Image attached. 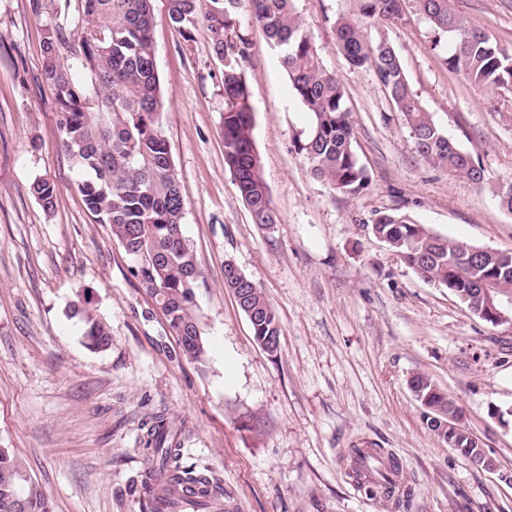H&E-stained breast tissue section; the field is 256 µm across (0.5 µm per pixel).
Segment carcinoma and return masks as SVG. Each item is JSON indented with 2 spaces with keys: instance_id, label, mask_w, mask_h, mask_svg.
I'll list each match as a JSON object with an SVG mask.
<instances>
[{
  "instance_id": "carcinoma-1",
  "label": "carcinoma",
  "mask_w": 512,
  "mask_h": 512,
  "mask_svg": "<svg viewBox=\"0 0 512 512\" xmlns=\"http://www.w3.org/2000/svg\"><path fill=\"white\" fill-rule=\"evenodd\" d=\"M427 22L430 48L441 54L448 70L462 74L475 89L512 91V51L494 42L483 27L461 15L453 0H356L357 17L334 21L336 50L349 65L368 68L388 90L419 156L427 163L483 183L480 164L452 142L426 112L406 77L395 50L367 39L364 25L400 19L406 2ZM152 0H84L80 36L49 25L43 41L45 79L55 91L61 148L78 179L76 188L98 224L134 260L132 276L151 297L177 336L182 355L200 361L206 355L204 332L196 315V289L202 280L193 246L183 232L185 201L162 130L164 102L160 92L151 33ZM296 0H168L171 21L187 30L203 21L213 53L224 61V165L233 175L241 199L256 224H275L253 129L254 115L243 63L250 39L239 14L246 12L278 52L295 94L307 113V125L293 148L311 176L348 196L370 181L354 148L350 108L343 87L327 70L311 32L297 15ZM84 70L81 80L76 72ZM30 193L45 211L53 209L57 185L44 177ZM381 238L424 280L444 285L466 307L482 303L480 288L512 291V251L483 254L472 261L474 246L443 237L397 211L382 213L371 225ZM245 301L256 309L250 320L254 339L281 336L276 312L262 288L241 278ZM83 323L86 345L98 352L112 347L108 323L84 298L70 308ZM417 400L437 412L459 414V408L434 382L418 373L410 380ZM444 442L473 459L479 441L465 429L445 435ZM143 486L151 487L174 470L193 484L192 498L167 506L203 512L224 495L214 480L180 463L166 415L155 414L141 439ZM349 477L358 485L394 501L409 512L415 491L402 482L398 460L383 448L350 449ZM0 512H53L50 499L8 448H0Z\"/></svg>"
}]
</instances>
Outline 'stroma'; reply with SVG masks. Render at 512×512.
Instances as JSON below:
<instances>
[{
	"label": "stroma",
	"mask_w": 512,
	"mask_h": 512,
	"mask_svg": "<svg viewBox=\"0 0 512 512\" xmlns=\"http://www.w3.org/2000/svg\"><path fill=\"white\" fill-rule=\"evenodd\" d=\"M41 3L0 0V448L24 462L54 512H139L142 425L159 411L178 432L182 466L221 482L224 512H390L348 475L349 450L363 442L399 460L416 490L410 512H512V486L443 443L409 388L414 374L429 375L462 426L512 468V324L482 321L369 231L378 213L396 210L436 234L512 251V214L495 199L512 178V94L474 91L449 71L414 9L369 24L484 181L448 174L418 156L375 73L337 53L333 21L355 15L354 0H298L346 92L370 174L347 197L313 179L294 151L305 110L263 31L241 15L254 140L278 216L265 231L224 165V67L209 33L201 22L180 31L168 0H152L163 134L204 272L206 356L190 362L109 225L93 222L60 148L42 41L55 22L79 29L83 0ZM454 5L512 49V0ZM38 175L59 188L52 212L29 192ZM229 260L276 310L277 356L225 288ZM85 296L111 328L107 351L90 350L67 315Z\"/></svg>",
	"instance_id": "stroma-1"
}]
</instances>
